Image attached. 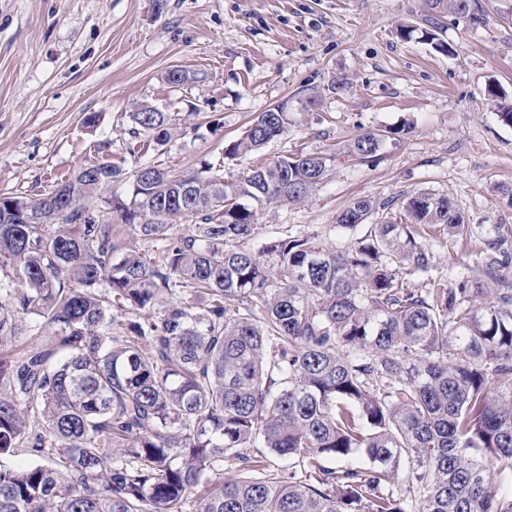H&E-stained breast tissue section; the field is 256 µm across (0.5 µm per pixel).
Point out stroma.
I'll return each mask as SVG.
<instances>
[{
  "label": "stroma",
  "instance_id": "1",
  "mask_svg": "<svg viewBox=\"0 0 512 512\" xmlns=\"http://www.w3.org/2000/svg\"><path fill=\"white\" fill-rule=\"evenodd\" d=\"M435 21L428 0H0V195L39 198L91 162H209L230 178L286 153H332L305 203L262 209L260 236L316 232L345 248L352 234L330 227L347 205L421 191L448 197L466 223L512 226V126L492 99L512 100V0L437 20L450 56L418 36ZM402 23L416 36L399 37ZM174 69L188 82L170 83ZM283 102L286 135L225 159V144ZM144 105L167 114L168 144L130 136ZM367 130L388 138L363 161L347 147ZM474 250L437 245L435 267L478 278Z\"/></svg>",
  "mask_w": 512,
  "mask_h": 512
}]
</instances>
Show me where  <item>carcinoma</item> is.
<instances>
[{"label": "carcinoma", "instance_id": "obj_1", "mask_svg": "<svg viewBox=\"0 0 512 512\" xmlns=\"http://www.w3.org/2000/svg\"><path fill=\"white\" fill-rule=\"evenodd\" d=\"M278 108L224 158L286 134ZM131 120L134 139L171 138L164 112ZM335 159L231 181L94 162L0 196V347L26 339L0 359V512H512V287L431 275L433 241L469 237L501 283L512 231L419 192L400 222L351 203L346 249L286 230L251 247L259 210L304 201ZM115 183L129 200L101 196Z\"/></svg>", "mask_w": 512, "mask_h": 512}]
</instances>
